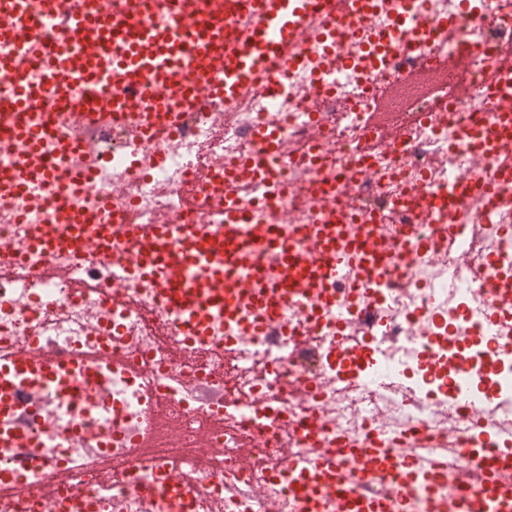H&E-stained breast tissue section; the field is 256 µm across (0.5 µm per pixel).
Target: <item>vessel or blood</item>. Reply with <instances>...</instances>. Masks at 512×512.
Returning a JSON list of instances; mask_svg holds the SVG:
<instances>
[{
  "instance_id": "b4317fda",
  "label": "vessel or blood",
  "mask_w": 512,
  "mask_h": 512,
  "mask_svg": "<svg viewBox=\"0 0 512 512\" xmlns=\"http://www.w3.org/2000/svg\"><path fill=\"white\" fill-rule=\"evenodd\" d=\"M53 0H0V76L13 80L9 94L0 95V139L25 145L9 177L0 176L1 193L27 194L51 182L55 169L42 151L54 139L57 155L80 149L77 140L59 138L45 117L48 98L67 110L106 121H132L142 130H175L182 112L203 98L232 99L255 82L273 88L275 76L297 69L305 60L301 38L310 20L321 22V37L360 23L376 0H162L167 18L153 22L138 10V0H80L75 27L60 31L54 51L20 39L38 13ZM111 57H104V46ZM38 65V79H28L25 66ZM112 83V99L103 102L99 90ZM499 105L487 125L463 135L467 144L493 162L490 177L475 185L456 178L441 186L419 184L411 197L417 213L448 212L461 200L493 199L512 170L498 167L512 153V83L499 89ZM270 152L242 163L237 178H225L224 196L233 198L238 179L271 185ZM76 177L60 180L57 220L40 238L43 250L100 249L109 251L112 229L97 231L88 213L66 202ZM124 236L134 259L132 272L160 279L162 306L180 318L188 336L203 338L214 310L225 319L242 322L246 331L261 333L276 320L289 298H315L312 322L333 309L336 297L326 282L346 280L352 297H365L379 272L394 266L399 243H386L378 233L352 224L340 211L312 225L308 245L277 236L271 224H256L250 211L226 207L224 226L195 224L173 229L169 224L126 227ZM261 242L267 253L259 258L253 247ZM27 382L38 391L46 382L60 385L65 398L85 402L104 380L94 364L79 374L67 373L65 360L30 347L0 359V452L29 445L26 431L14 422L19 408L17 389ZM483 479L471 500L479 512H512V428L500 431L485 449ZM392 476L396 485L415 479L440 484L449 470L423 466L420 456L401 449L400 440H384L365 431L337 438L334 448L319 451L310 463L293 466L289 486L299 512H403L394 494L368 495L361 486L372 476Z\"/></svg>"
}]
</instances>
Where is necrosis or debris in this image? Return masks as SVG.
<instances>
[{
    "mask_svg": "<svg viewBox=\"0 0 512 512\" xmlns=\"http://www.w3.org/2000/svg\"><path fill=\"white\" fill-rule=\"evenodd\" d=\"M440 19L447 30L420 45L412 61L379 41L397 27ZM511 47L512 0H403L399 9L379 0L363 27L315 45L347 66H305L280 75L275 91L255 86L231 103L207 102L184 113L178 133L142 137L124 125L56 113L57 135L77 139L81 149L59 157L47 142L43 151L57 168L92 172L86 186L70 191L69 204L98 212L103 223H223L212 176L257 150L252 132L265 124L285 148L275 172L282 185L274 192L241 184L236 203L274 222L279 235L304 237L323 215L313 202L319 174L304 163L316 148L336 185L335 207L359 224L379 220L405 253L400 274L370 292L377 314L352 318L344 336L332 312L310 325L314 303L300 296L280 316L287 331L249 334L216 313L200 342L163 308L155 279L129 272V253L81 257L33 246L34 233L54 221L51 192L0 196V355L33 343L90 361L115 354L130 364L110 373L88 408L53 387L37 394L41 417L22 425L42 463L0 487V512H54L52 499L36 492L61 467L92 512H164L160 498L139 490L158 472L194 490L195 512H297L284 471L314 454L296 430L310 416L323 423L327 443L370 425L386 438L414 429L424 434L425 456L469 459L438 487L412 482L404 494L413 512H435L459 485L477 486L481 467L467 440L512 421V306H493L465 259L483 257L484 278L512 281V240L499 234L512 223V191L489 207L462 202L448 215L459 227L451 237L395 204L424 180L488 178L489 164L469 152L462 134L487 122L486 100L507 80L501 60ZM451 58L459 68L434 83L409 77L412 63L434 70ZM380 110L402 142L371 124ZM489 313L492 331L482 322ZM310 380L320 386L317 395L306 391ZM215 406L224 410V427L207 445L223 450V477L210 476L197 456L200 423ZM156 410L176 421V439L148 428ZM76 424L84 435L71 434ZM142 438L149 447H138Z\"/></svg>",
    "mask_w": 512,
    "mask_h": 512,
    "instance_id": "1",
    "label": "necrosis or debris"
}]
</instances>
